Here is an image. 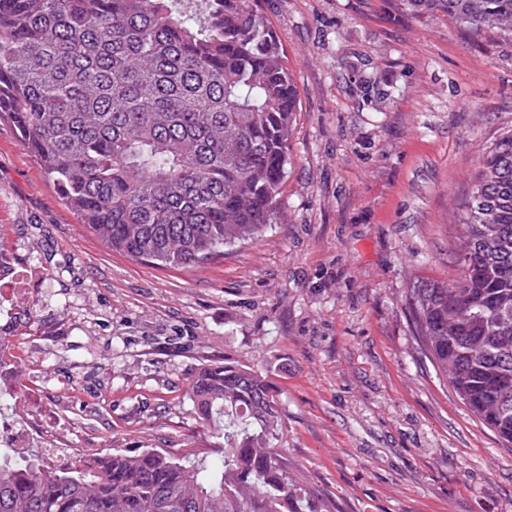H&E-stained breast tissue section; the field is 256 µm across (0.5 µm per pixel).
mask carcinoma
I'll list each match as a JSON object with an SVG mask.
<instances>
[{
	"instance_id": "carcinoma-1",
	"label": "carcinoma",
	"mask_w": 512,
	"mask_h": 512,
	"mask_svg": "<svg viewBox=\"0 0 512 512\" xmlns=\"http://www.w3.org/2000/svg\"><path fill=\"white\" fill-rule=\"evenodd\" d=\"M512 34V0H403ZM0 101L80 223L114 251L195 267L281 223L300 98L251 0H0ZM461 276L406 300L419 354L512 445V131L458 233ZM224 465L155 448L0 464V512H327L291 474L269 376L227 357L191 380Z\"/></svg>"
}]
</instances>
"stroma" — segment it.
Segmentation results:
<instances>
[{
  "label": "stroma",
  "instance_id": "1",
  "mask_svg": "<svg viewBox=\"0 0 512 512\" xmlns=\"http://www.w3.org/2000/svg\"><path fill=\"white\" fill-rule=\"evenodd\" d=\"M300 93L284 221L201 268L113 252L0 116V243L41 278L0 330L16 394L63 446L224 456L190 381L277 383L281 442L328 512H512V448L420 361L406 305L459 277L484 153L512 130V35L402 0H257Z\"/></svg>",
  "mask_w": 512,
  "mask_h": 512
}]
</instances>
